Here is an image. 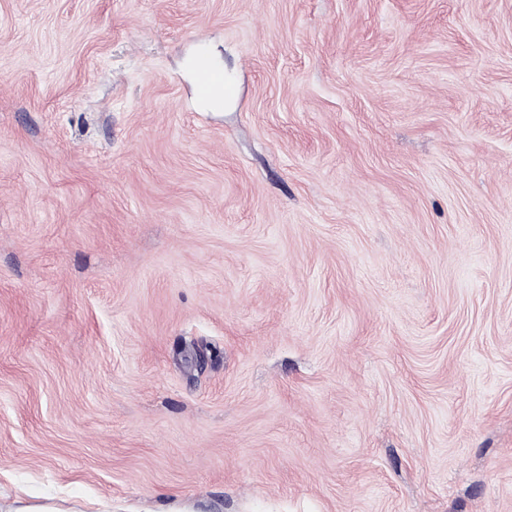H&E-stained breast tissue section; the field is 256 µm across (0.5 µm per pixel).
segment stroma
<instances>
[{
    "instance_id": "1",
    "label": "stroma",
    "mask_w": 512,
    "mask_h": 512,
    "mask_svg": "<svg viewBox=\"0 0 512 512\" xmlns=\"http://www.w3.org/2000/svg\"><path fill=\"white\" fill-rule=\"evenodd\" d=\"M18 506L512 512V0H0ZM224 82L222 77L205 60L196 65V92L201 98L210 96L215 85Z\"/></svg>"
}]
</instances>
